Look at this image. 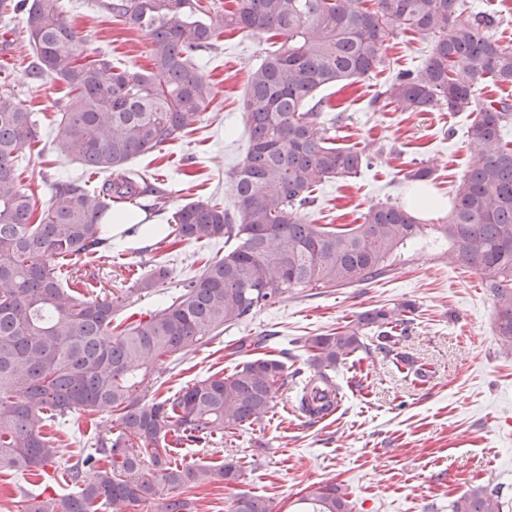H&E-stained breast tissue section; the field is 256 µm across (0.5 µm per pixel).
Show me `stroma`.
<instances>
[{
    "label": "stroma",
    "mask_w": 512,
    "mask_h": 512,
    "mask_svg": "<svg viewBox=\"0 0 512 512\" xmlns=\"http://www.w3.org/2000/svg\"><path fill=\"white\" fill-rule=\"evenodd\" d=\"M71 26L86 40L90 57L107 55L119 70L150 64V39L101 9L98 0H64ZM20 20H0V82L13 87L34 112L41 141L20 164L23 186L37 206L51 197L50 184L60 177H89L82 165L64 158L50 132L67 99L63 82L34 80L28 65L33 51ZM267 47L264 35L247 31L225 34L203 52L200 73L214 99L198 130L161 149L133 159L131 169L146 173L151 192L127 206L144 223L172 227L174 213L204 199L233 201L231 175L249 146L243 108L248 72ZM428 42L395 34L385 43V66L355 84L332 85L317 97L341 113L340 143L360 144L375 154L373 167L360 176L332 181L316 190L302 219L318 224H353L370 206H404L411 189L400 169L420 163L431 167V193L452 199L468 165L464 112H377L373 96L402 69L420 65ZM223 241L157 243L112 227V258L83 259L87 279L104 287L118 308L117 318L130 323L147 317L179 290L183 280L199 276L208 258L223 254ZM447 245L426 236L393 259L386 276L351 288L307 289L288 294L275 307L255 311L225 329L209 344L156 365L158 384L144 396L162 400L186 385L213 374L233 373L248 360L236 352L238 341L264 334L268 354L289 351V371L309 374L308 355L295 344L303 336L330 332L355 323L364 311L414 303V321L399 344L414 357L415 369L397 365L379 351L359 352L339 366L336 380L342 402L330 417L312 423L293 408L296 387L274 397L263 422L241 427L206 448L186 446L177 458L187 464L232 460L241 477L234 483L201 488L194 512H229L242 492L262 496L272 512H296L299 499L314 486L339 485L353 512H448L449 502L471 486L499 489L503 512H512V355L501 352L495 335V309L478 275L458 268ZM171 270L160 291L136 289L147 261ZM104 413L76 412L56 421L49 433L58 440L52 465L37 475L0 471V512H23L27 500L67 494L64 478L71 463L93 448L98 436L110 434Z\"/></svg>",
    "instance_id": "1"
}]
</instances>
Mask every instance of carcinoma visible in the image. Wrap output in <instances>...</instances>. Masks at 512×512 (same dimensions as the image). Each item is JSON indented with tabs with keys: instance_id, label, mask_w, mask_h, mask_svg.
<instances>
[{
	"instance_id": "obj_1",
	"label": "carcinoma",
	"mask_w": 512,
	"mask_h": 512,
	"mask_svg": "<svg viewBox=\"0 0 512 512\" xmlns=\"http://www.w3.org/2000/svg\"><path fill=\"white\" fill-rule=\"evenodd\" d=\"M102 6L150 37L147 71L115 70L101 55L87 60L86 42L68 23L62 0H30L23 29L35 54L32 75L66 83L70 96L54 128L65 157L103 182L52 184V199L33 221L36 202L18 180L17 165L38 138L33 113L0 86V470L33 474L57 457L44 429L73 412H108L110 437L67 469L76 491L34 499L25 512H97L148 504L162 492V512H193L190 492L239 479V467L176 462L183 442L207 444L259 423L288 383L284 361L255 356L235 372L197 380L173 398L145 402L140 387L156 361L183 356L209 343L253 311L272 307L306 288H347L388 273L391 257L431 233L447 240L451 259L477 273L496 311L495 332L512 353V147L503 140L512 104L489 99V84L512 85V49L491 35L495 18L468 11L467 0H106ZM226 30L267 33L280 45L266 49L246 81L249 147L233 175L234 205L198 200L174 216V239H224L232 246L212 257L199 277L148 318L112 334L117 308L83 292L75 264L108 256L101 219L112 203L140 195L143 176L126 167L194 131L211 98L196 55ZM397 31L430 44L415 69L397 73L372 105L400 112L474 115L466 130L468 167L453 206L436 224H423L410 207L377 204L360 224L331 227L305 222L298 211L315 202L320 186L357 177L372 167L367 147L336 143L339 118L315 93L353 83L383 66L382 48ZM467 65L457 77V67ZM430 168L403 170L409 183L429 180ZM170 276L150 264L137 290L156 292ZM415 307L374 308L352 325L303 336L313 375L305 377L300 409L322 418L336 408L334 379L352 354L370 347L404 365L399 337ZM500 491L474 486L449 512H503ZM231 512H272L264 498L238 494ZM299 512H352L333 483L303 498Z\"/></svg>"
}]
</instances>
